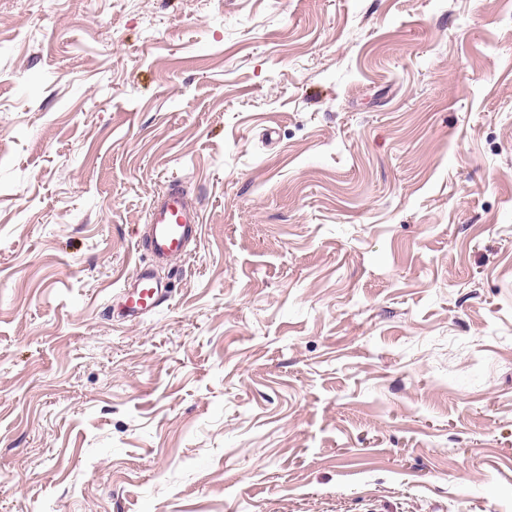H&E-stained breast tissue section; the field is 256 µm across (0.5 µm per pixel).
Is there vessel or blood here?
<instances>
[{"label":"vessel or blood","mask_w":512,"mask_h":512,"mask_svg":"<svg viewBox=\"0 0 512 512\" xmlns=\"http://www.w3.org/2000/svg\"><path fill=\"white\" fill-rule=\"evenodd\" d=\"M200 224V211L183 190L171 187L163 191L150 207L146 226L153 258L168 261L186 256V246L198 237ZM168 293V287L157 281L152 267H140L122 291L123 311L129 318H139L165 302Z\"/></svg>","instance_id":"vessel-or-blood-1"}]
</instances>
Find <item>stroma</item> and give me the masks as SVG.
Returning <instances> with one entry per match:
<instances>
[{"label":"stroma","mask_w":512,"mask_h":512,"mask_svg":"<svg viewBox=\"0 0 512 512\" xmlns=\"http://www.w3.org/2000/svg\"><path fill=\"white\" fill-rule=\"evenodd\" d=\"M0 512H512V0H0ZM200 211L183 190L170 187L153 202L146 224V238L155 260L187 256L186 246L200 232ZM169 289L158 282L151 266L139 267L135 278L122 289V308L131 319L159 307L168 299Z\"/></svg>","instance_id":"stroma-1"}]
</instances>
